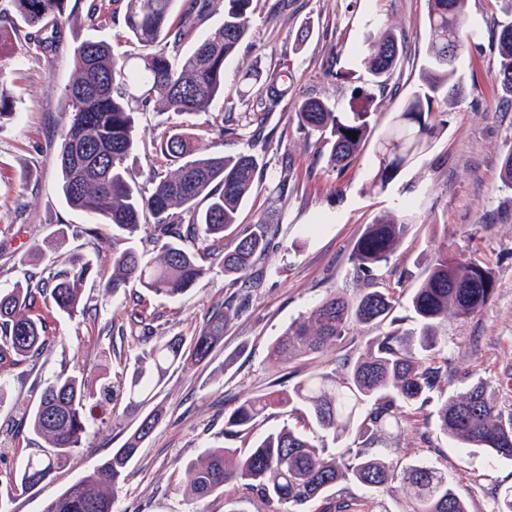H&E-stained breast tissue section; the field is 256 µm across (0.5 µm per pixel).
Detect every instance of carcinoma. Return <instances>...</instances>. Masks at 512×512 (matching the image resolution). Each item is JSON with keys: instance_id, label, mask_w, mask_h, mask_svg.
Segmentation results:
<instances>
[{"instance_id": "cac0c4a2", "label": "carcinoma", "mask_w": 512, "mask_h": 512, "mask_svg": "<svg viewBox=\"0 0 512 512\" xmlns=\"http://www.w3.org/2000/svg\"><path fill=\"white\" fill-rule=\"evenodd\" d=\"M123 2L126 41L138 50L136 63L117 56L112 44L89 38L69 49L73 77L64 89L65 123L57 162L61 193L71 208L101 217L112 225V278L102 287L117 292L134 278L148 292L176 299L210 272L202 256L183 240L224 238L237 223L250 199L259 169L258 158L247 152L215 153L186 129L160 137L156 150L168 162L164 173L149 176L152 188L136 184L125 161L137 143L135 114L149 103L165 114L204 112L226 94L224 63L248 38L254 0H224V21L191 52L180 54L187 34L207 16L214 0H183L187 8L174 18L178 0H112ZM14 29L42 30L52 23L44 48H59V24L66 19L68 0H9ZM466 0H429V42L422 88L411 92L386 133L375 143L378 168L372 186L385 189L419 154L432 145L446 120L433 110L439 93L455 76L456 58L448 57V42L463 46ZM512 24L498 36L495 81L512 105ZM399 60L398 42L383 32L367 50L364 62L380 87ZM245 84L260 83L270 100L288 95L293 80L286 70L265 75L247 68ZM364 104L338 112L328 98L298 101L295 117L301 128L315 133L328 147V162L346 167L373 132L370 106L375 92L356 89ZM357 132L351 138L348 132ZM500 177L512 189V146L502 156ZM410 218L382 215L365 225L356 240L350 263L363 275L364 288L356 297L331 289L305 315L270 345L269 363L279 368L296 359L320 353L358 326L388 330L366 352L343 359L331 372H315L299 379L287 392L248 394L225 417L226 432L245 435L274 406H290L301 413V427L283 425L259 436L245 454L234 448L207 449L185 467L188 495L203 498L224 491L235 481L276 512H304L309 503L332 498L333 512H387L377 498L403 488L406 512H468L466 498L448 474L428 465L399 469L391 457L394 435L404 413L425 404L441 389L446 371L438 362L440 332L450 319L463 320L484 309L496 283L492 271L472 259L442 248L434 252L410 297L418 327L405 329L393 317L400 296L396 288L377 281L375 271L388 264L412 227ZM147 233L159 249L145 262L130 242ZM269 225H250L224 253V275L243 297L260 287L248 273L256 256L268 246ZM127 243L124 248L120 242ZM93 275L88 262L46 277L28 275L26 287L0 290V370L18 368L46 349L45 322L34 313L37 298L48 297L60 313L73 317L89 310L83 302V283ZM239 312L227 303L212 312L191 339L155 336L153 326L132 313L131 326L147 345L130 381L121 390L137 408L152 390L155 379L174 366L207 359L224 340V326ZM114 386L101 378L58 376L47 383L39 399L24 409L22 423L44 440L47 451L27 457L11 475L14 486L32 490L46 484L53 471L82 444L89 420H105V405ZM439 433L462 448H484L512 459V416L496 409L488 384L477 380L451 392L437 409ZM158 423V414L144 416L122 447L49 499L43 512H114L125 472L141 444ZM343 446L328 451L327 442ZM356 481L374 498L356 501L336 487Z\"/></svg>"}]
</instances>
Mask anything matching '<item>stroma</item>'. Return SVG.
<instances>
[{
  "mask_svg": "<svg viewBox=\"0 0 512 512\" xmlns=\"http://www.w3.org/2000/svg\"><path fill=\"white\" fill-rule=\"evenodd\" d=\"M92 0H70L74 22L63 25V46L41 50L0 24V95L11 113L0 118V289H10L31 272L69 267L76 256L90 259L97 272L84 292L87 314L68 319L46 315L47 352L0 376L10 402L0 408V474L18 467L40 439L17 429L20 412L59 374L118 383L130 378L142 343L134 340L131 313L142 314L161 336H192L232 295L224 275L223 242L206 241L210 273L178 300L146 293L129 282L104 292L99 279L112 275V250L85 235L96 217L70 208L60 191L56 161L63 123L62 92L72 78L68 47L90 37L111 42L116 53L134 55L126 43L122 16L104 28L88 27ZM428 0H259L250 34L224 66L231 98H217L194 114L138 113V145L127 161L131 177L146 184L151 170L166 161L154 143L167 129H192L217 152L259 155L253 195L232 233L263 221L271 224L270 246L254 267L261 286L224 327V340L204 362L175 368L158 382L153 403L162 416L130 463L116 497V512H270L246 491L225 486L223 493L192 498L181 485L186 465L207 448L248 449L255 435L289 419L275 409L255 435L229 438L224 414L248 393L291 388L301 375L334 370L342 358L359 355L381 333L357 327L317 359L272 368L271 342L333 288L358 294L349 257L366 224L389 213L415 216L408 237L380 275L403 295L416 288L435 249L449 247L486 264L496 289L486 308L463 321L449 322L443 355L448 375L443 391H459L486 381L498 410L512 413V190L500 181L506 137L512 134V109L503 108L494 81L499 25L512 0H467L464 46L455 63L460 95L439 102L448 123L425 155L406 167L385 191L372 188L376 159L372 146L346 168L335 169L315 137L295 118L303 96L336 101L340 110L354 105L353 91L366 86L368 45L393 29L400 62L372 109L375 131L383 133L405 98L421 82L428 41ZM312 34L298 45L303 26ZM288 68L294 85L288 96L262 100L258 87L240 85L241 68ZM264 119L267 145L253 140V116ZM441 393L410 415L396 439L400 467L425 462L448 473L466 494L469 512H494L501 491L512 485V460L497 459L479 448H459L437 429ZM119 424H90L69 464L48 483L22 491L0 481V504L7 512H43L46 500L92 471L121 447L137 424L124 396L109 406Z\"/></svg>",
  "mask_w": 512,
  "mask_h": 512,
  "instance_id": "35a3bbf8",
  "label": "stroma"
}]
</instances>
